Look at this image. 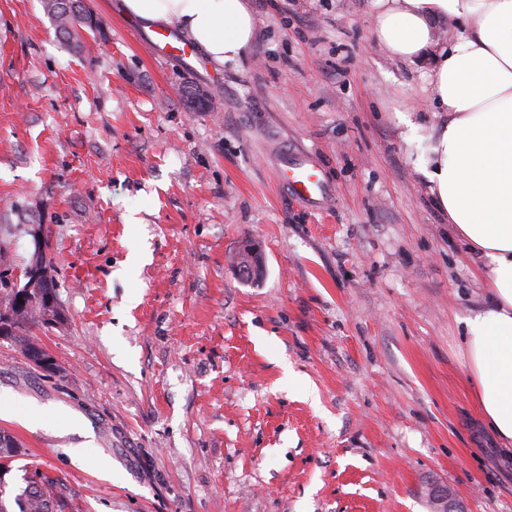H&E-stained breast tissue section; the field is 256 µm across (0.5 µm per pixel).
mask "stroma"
I'll list each match as a JSON object with an SVG mask.
<instances>
[{
	"label": "stroma",
	"mask_w": 512,
	"mask_h": 512,
	"mask_svg": "<svg viewBox=\"0 0 512 512\" xmlns=\"http://www.w3.org/2000/svg\"><path fill=\"white\" fill-rule=\"evenodd\" d=\"M70 49L42 0H0V271L48 242L63 327L48 377L0 339V501L54 480L65 512H512L462 317L483 262L427 196L396 112L432 126L431 53L389 58L373 0H248L240 59L154 55L118 0ZM206 89L211 108L182 87ZM320 161L288 196L279 145ZM259 247L264 276L232 258ZM277 172L280 185L299 202L321 208L332 197L323 170L306 155L284 154Z\"/></svg>",
	"instance_id": "stroma-1"
}]
</instances>
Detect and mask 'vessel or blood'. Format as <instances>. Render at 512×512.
I'll list each match as a JSON object with an SVG mask.
<instances>
[{"instance_id":"vessel-or-blood-1","label":"vessel or blood","mask_w":512,"mask_h":512,"mask_svg":"<svg viewBox=\"0 0 512 512\" xmlns=\"http://www.w3.org/2000/svg\"><path fill=\"white\" fill-rule=\"evenodd\" d=\"M169 37L167 29H156L151 44L157 54L181 60L193 55L194 49L190 44L177 46L170 42ZM277 172L281 186L299 202L319 208L332 197L321 167L308 156L283 155Z\"/></svg>"}]
</instances>
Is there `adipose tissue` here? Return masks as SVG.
Listing matches in <instances>:
<instances>
[{
	"label": "adipose tissue",
	"mask_w": 512,
	"mask_h": 512,
	"mask_svg": "<svg viewBox=\"0 0 512 512\" xmlns=\"http://www.w3.org/2000/svg\"><path fill=\"white\" fill-rule=\"evenodd\" d=\"M372 36L390 58L434 50L427 89L439 124L416 154L435 208L484 261L491 302L469 311L467 379L483 420L512 451V0H374ZM124 16L173 24L223 63L252 45L246 0H120ZM462 29L437 41L445 19Z\"/></svg>",
	"instance_id": "adipose-tissue-1"
}]
</instances>
